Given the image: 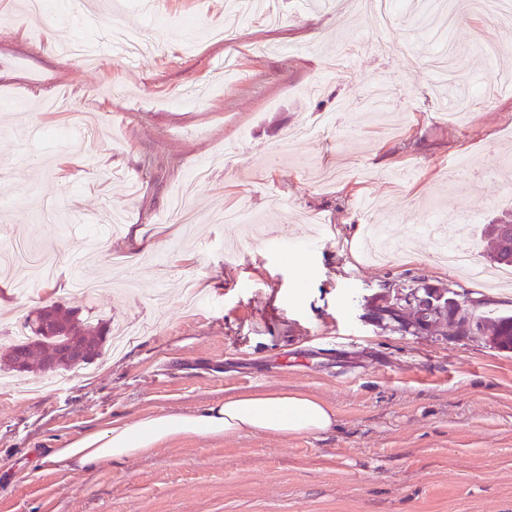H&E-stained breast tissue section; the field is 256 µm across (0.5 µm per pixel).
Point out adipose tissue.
<instances>
[{"mask_svg": "<svg viewBox=\"0 0 512 512\" xmlns=\"http://www.w3.org/2000/svg\"><path fill=\"white\" fill-rule=\"evenodd\" d=\"M336 415L325 403L298 393L250 392L188 413H159L131 425L76 438L47 455L49 463L89 469L107 461L128 460L168 439L231 436L254 430L285 438L330 431Z\"/></svg>", "mask_w": 512, "mask_h": 512, "instance_id": "ef3b65f1", "label": "adipose tissue"}]
</instances>
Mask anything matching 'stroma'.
Returning a JSON list of instances; mask_svg holds the SVG:
<instances>
[{"label":"stroma","mask_w":512,"mask_h":512,"mask_svg":"<svg viewBox=\"0 0 512 512\" xmlns=\"http://www.w3.org/2000/svg\"><path fill=\"white\" fill-rule=\"evenodd\" d=\"M50 2L39 17L0 0V224L108 286L36 284L0 308V338L50 302L143 334L63 388L28 392L39 370L0 385V512H512V352L402 330L409 308L398 322L374 314L415 280L490 318L512 312V282H473L416 232L432 211L479 254L477 225L512 210V89L495 88L512 73L503 29L467 13L450 28L433 0H390L384 25L358 9L341 31L332 7L270 0L279 23L244 19L227 42L212 35L226 0ZM113 28L149 40L126 59ZM340 34L359 46L329 75ZM441 34L453 66L490 91L461 125L445 120L453 105L433 96V71L401 64ZM374 85L377 118L363 104ZM60 92L97 132L72 135L70 113L44 111ZM318 112L354 138L322 131L267 168ZM491 144L494 176L455 173L461 160L485 166ZM243 201L254 223H224ZM252 390L321 400L336 426L174 439L91 469L42 462L81 435Z\"/></svg>","instance_id":"obj_1"}]
</instances>
